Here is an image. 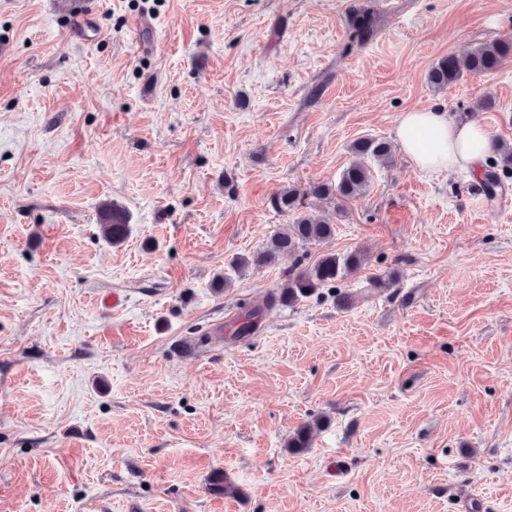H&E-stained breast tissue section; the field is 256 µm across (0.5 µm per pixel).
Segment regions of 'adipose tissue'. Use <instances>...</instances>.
<instances>
[{
  "label": "adipose tissue",
  "instance_id": "ef3b65f1",
  "mask_svg": "<svg viewBox=\"0 0 512 512\" xmlns=\"http://www.w3.org/2000/svg\"><path fill=\"white\" fill-rule=\"evenodd\" d=\"M396 135L405 154L423 170L475 172L492 152L491 139L479 123L433 110L402 113Z\"/></svg>",
  "mask_w": 512,
  "mask_h": 512
}]
</instances>
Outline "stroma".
<instances>
[{"mask_svg":"<svg viewBox=\"0 0 512 512\" xmlns=\"http://www.w3.org/2000/svg\"><path fill=\"white\" fill-rule=\"evenodd\" d=\"M84 2L90 42L71 0H0V512H512V210L396 137L420 107L512 143V58L427 79L512 39V0ZM365 137L391 162L315 201L335 235L305 248L365 253L352 308L326 289L216 340L293 263L234 265L287 223L272 194L336 183ZM512 56V41L482 43L464 56L450 54L441 58L428 72V81L439 89H450L464 74H490ZM100 229L105 238L113 243H119L128 234L129 214L127 210L112 202L104 208ZM324 425L322 418H315L298 426L286 442L285 448H288V453L296 455L306 452L312 446L314 432Z\"/></svg>","mask_w":512,"mask_h":512,"instance_id":"1","label":"stroma"}]
</instances>
